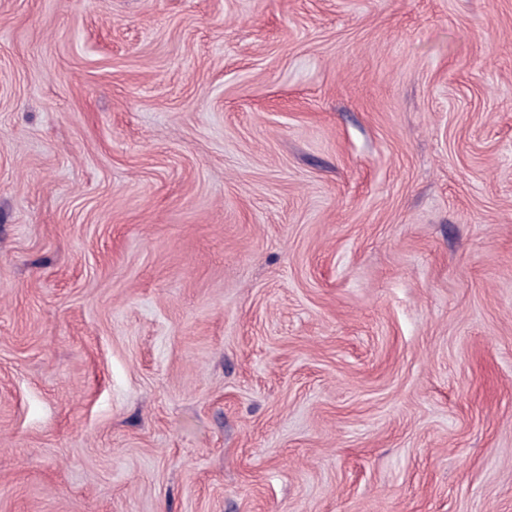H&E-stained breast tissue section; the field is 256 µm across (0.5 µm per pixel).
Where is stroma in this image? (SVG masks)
Returning <instances> with one entry per match:
<instances>
[{
	"mask_svg": "<svg viewBox=\"0 0 512 512\" xmlns=\"http://www.w3.org/2000/svg\"><path fill=\"white\" fill-rule=\"evenodd\" d=\"M0 512H512V0H0Z\"/></svg>",
	"mask_w": 512,
	"mask_h": 512,
	"instance_id": "1",
	"label": "stroma"
}]
</instances>
